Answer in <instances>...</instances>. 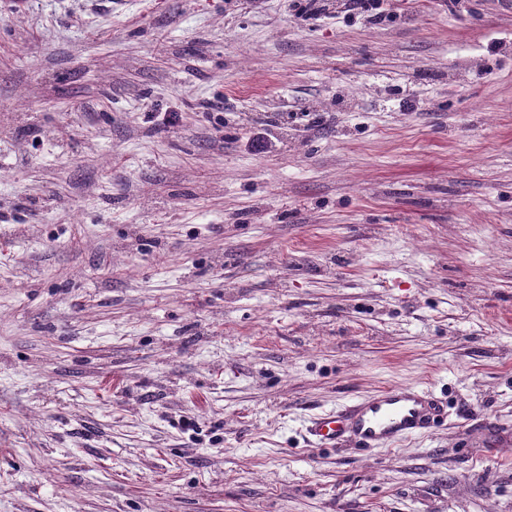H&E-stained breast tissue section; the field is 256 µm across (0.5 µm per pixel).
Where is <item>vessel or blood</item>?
Listing matches in <instances>:
<instances>
[{
    "label": "vessel or blood",
    "mask_w": 512,
    "mask_h": 512,
    "mask_svg": "<svg viewBox=\"0 0 512 512\" xmlns=\"http://www.w3.org/2000/svg\"><path fill=\"white\" fill-rule=\"evenodd\" d=\"M444 415L443 406L427 389L396 386L313 417L307 432L310 440L328 448L345 443L383 448L429 431Z\"/></svg>",
    "instance_id": "obj_1"
}]
</instances>
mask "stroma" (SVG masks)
<instances>
[{"label": "stroma", "mask_w": 512, "mask_h": 512, "mask_svg": "<svg viewBox=\"0 0 512 512\" xmlns=\"http://www.w3.org/2000/svg\"><path fill=\"white\" fill-rule=\"evenodd\" d=\"M319 7L0 0V512H512V0ZM444 415V407L427 389L396 386L313 417L307 433L326 448L344 443L383 448L429 431Z\"/></svg>", "instance_id": "1"}]
</instances>
